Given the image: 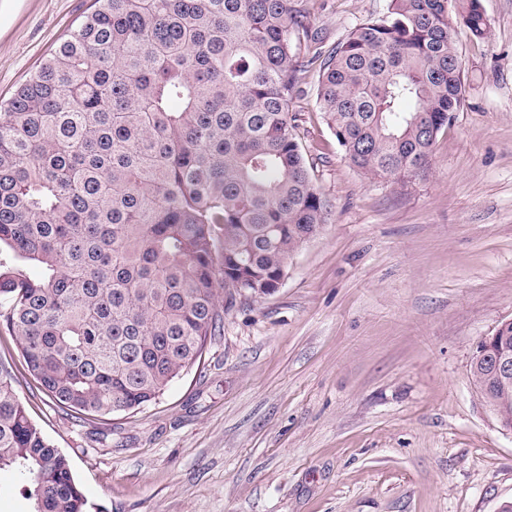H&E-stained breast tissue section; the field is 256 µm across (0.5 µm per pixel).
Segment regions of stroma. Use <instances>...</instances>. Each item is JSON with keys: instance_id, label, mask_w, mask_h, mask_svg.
<instances>
[{"instance_id": "obj_1", "label": "stroma", "mask_w": 512, "mask_h": 512, "mask_svg": "<svg viewBox=\"0 0 512 512\" xmlns=\"http://www.w3.org/2000/svg\"><path fill=\"white\" fill-rule=\"evenodd\" d=\"M327 52L389 0H302ZM458 26L463 100L419 172L344 158L300 73L296 133L323 229L281 286L224 304L198 366L108 419L59 408L0 333V367L71 461L89 512H498L512 432L478 397L477 345L512 321V0ZM94 0H15L0 15V103Z\"/></svg>"}]
</instances>
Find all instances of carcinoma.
Segmentation results:
<instances>
[{
    "label": "carcinoma",
    "instance_id": "1",
    "mask_svg": "<svg viewBox=\"0 0 512 512\" xmlns=\"http://www.w3.org/2000/svg\"><path fill=\"white\" fill-rule=\"evenodd\" d=\"M480 0H390L325 58L300 0H95L0 112V330L60 406L158 400L223 327L219 293L273 286L327 223L289 106L316 67L345 159L426 164L463 98L455 24ZM30 512H88L0 370V470Z\"/></svg>",
    "mask_w": 512,
    "mask_h": 512
}]
</instances>
